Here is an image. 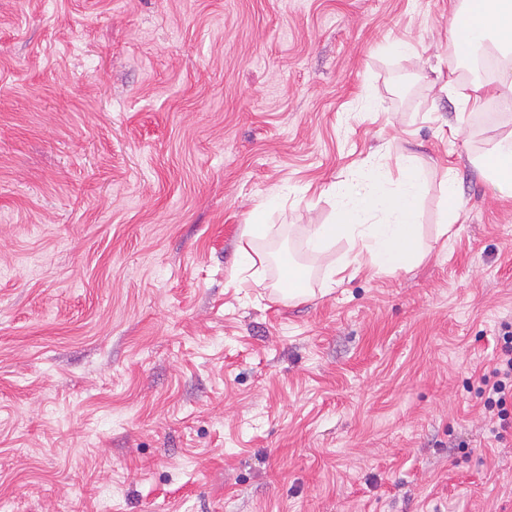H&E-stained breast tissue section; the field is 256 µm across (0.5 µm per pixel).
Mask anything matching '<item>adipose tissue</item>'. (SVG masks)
<instances>
[{
  "instance_id": "ef3b65f1",
  "label": "adipose tissue",
  "mask_w": 512,
  "mask_h": 512,
  "mask_svg": "<svg viewBox=\"0 0 512 512\" xmlns=\"http://www.w3.org/2000/svg\"><path fill=\"white\" fill-rule=\"evenodd\" d=\"M454 53L457 58L474 55L492 46L502 55L512 54V0H463L454 13ZM479 165L495 191L512 198V133L493 141ZM398 176L389 179L380 168H370L357 179L334 182L327 188L335 203V220L307 227L309 246L318 253L347 240L354 263H368L391 273L408 270L423 257L417 224L425 177L413 158L397 162ZM268 226L262 213L245 225L238 247V268L233 274L240 286L259 288L263 272L257 267V239Z\"/></svg>"
}]
</instances>
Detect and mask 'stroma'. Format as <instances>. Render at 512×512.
Wrapping results in <instances>:
<instances>
[{
  "label": "stroma",
  "mask_w": 512,
  "mask_h": 512,
  "mask_svg": "<svg viewBox=\"0 0 512 512\" xmlns=\"http://www.w3.org/2000/svg\"><path fill=\"white\" fill-rule=\"evenodd\" d=\"M458 0H0V503L9 512H512L479 392L512 321V132ZM404 40L411 54L393 50ZM454 90H444L446 76ZM414 156L423 261L350 265L320 187ZM460 217L446 237L442 176ZM308 297L240 288L244 224ZM479 165L495 191L501 197L512 198V133L493 141Z\"/></svg>",
  "instance_id": "1"
}]
</instances>
